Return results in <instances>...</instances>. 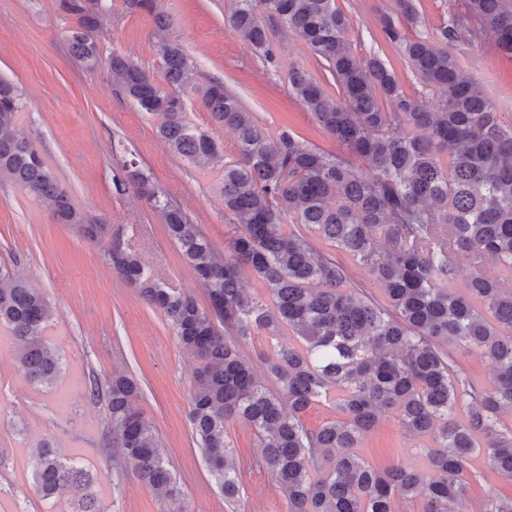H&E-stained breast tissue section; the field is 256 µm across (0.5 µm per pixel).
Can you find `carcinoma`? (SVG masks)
I'll return each mask as SVG.
<instances>
[{
	"instance_id": "obj_1",
	"label": "carcinoma",
	"mask_w": 512,
	"mask_h": 512,
	"mask_svg": "<svg viewBox=\"0 0 512 512\" xmlns=\"http://www.w3.org/2000/svg\"><path fill=\"white\" fill-rule=\"evenodd\" d=\"M229 22L261 59L275 61L279 32L288 30L316 58L311 73L288 70V87L341 146L328 153L283 131L270 135L220 81L201 85L156 0H126L153 14L163 82L114 51L105 57L92 33L112 17L107 0H59L75 19L67 46L88 67L104 62L118 92L157 120V134L179 158L217 155L215 138L187 120L195 94L214 121L237 138L238 157L224 163L225 252L161 193L152 178L124 163L116 188H133L162 214L168 234L207 293V306L151 280L139 254L111 243L106 259L173 329L199 361L189 416L224 498L240 491L226 427L253 430L262 465L281 489L287 512H393L398 496L422 498L421 512H461L467 461L487 448L490 468L512 482V435L498 431L512 413V122L505 126L451 52L461 41L494 44L512 56V0H464L439 35L409 39L400 24H422L414 0H394L398 18L383 15V38L401 47L412 74L432 92L428 103L407 94L378 55L354 54L349 19L336 0H229ZM336 91L332 95L329 90ZM23 107L16 84L0 78V180L47 198L53 216L89 241L107 222L76 206L40 154L16 131ZM363 161L357 167L351 157ZM323 237L366 267L386 302L348 290L345 270L314 253ZM470 261L465 292L453 291L455 259ZM508 273L491 278L485 265ZM250 270L268 299L241 283ZM43 293L0 266V327L16 345V361L33 384H49L61 358L45 336ZM275 341L260 354L273 388L254 373L244 347L253 331ZM300 339L285 340L286 333ZM467 347L493 366L482 390L464 382L451 350ZM137 382L115 375L105 390L112 447L132 474L167 504L185 512L158 445L153 422L137 407ZM336 398L344 420L306 429L302 414ZM467 416L455 419L461 407ZM409 435L429 436L428 470L378 469L356 448L388 414ZM482 433L485 444L475 439ZM32 474L44 499L68 493L72 512H97L94 478L43 441Z\"/></svg>"
}]
</instances>
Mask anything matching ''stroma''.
I'll list each match as a JSON object with an SVG mask.
<instances>
[{
	"label": "stroma",
	"instance_id": "stroma-1",
	"mask_svg": "<svg viewBox=\"0 0 512 512\" xmlns=\"http://www.w3.org/2000/svg\"><path fill=\"white\" fill-rule=\"evenodd\" d=\"M422 23L406 27L408 37L436 35L463 0H415ZM350 18L348 38L358 56L378 54L393 68L408 94L434 101L416 79L400 47L385 42L378 22L393 0H336ZM172 34L190 57L201 83L222 80L270 134L288 131L304 143L338 152L335 139L288 89V70L314 69L303 40L280 33L276 66L266 65L230 27L228 0H157ZM74 25L59 0H0V77L14 82L26 102L17 127L43 156L75 204L104 217L111 237L138 252L151 278L205 303L203 286L183 259L159 211L114 182L123 163L135 162L193 223L224 248L228 214L219 189L224 161L238 155L237 139L215 126L195 98H187L188 121L220 140L223 162L191 164L175 156L156 132V120L119 95L106 66L90 68L68 54L66 36ZM94 38L103 54L129 56L162 80L154 23L144 11L112 0V22ZM465 75L478 82L502 123L512 122V59L490 43H457L453 48ZM314 250L329 255L347 273L356 293L384 301L369 270L328 240ZM106 243H91L56 223L47 202L0 183V263L45 295L49 318L45 336L62 357L52 386L30 384L14 360V344L0 330V512H71L67 497L45 500L32 486L35 445L50 441L61 455L90 469L100 512H161L160 499L138 483L120 455L107 445L112 427L105 398L90 399L91 384L106 388L113 374L134 378L140 409L156 426L159 446L189 512H287L285 498L261 465L253 431L228 426L240 482L236 501L225 500L215 483L189 420L190 395L198 366L180 346L163 315L151 307L105 259ZM431 440L406 434L386 417L362 439L359 453L374 467L426 468ZM465 512H482L489 497L512 498V483L490 469L485 452L473 453Z\"/></svg>",
	"mask_w": 512,
	"mask_h": 512
}]
</instances>
